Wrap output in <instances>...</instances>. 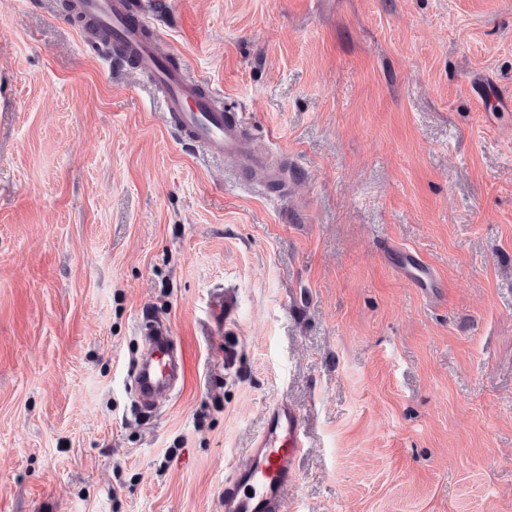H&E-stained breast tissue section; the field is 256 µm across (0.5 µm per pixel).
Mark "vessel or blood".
I'll list each match as a JSON object with an SVG mask.
<instances>
[{"label":"vessel or blood","instance_id":"b4317fda","mask_svg":"<svg viewBox=\"0 0 512 512\" xmlns=\"http://www.w3.org/2000/svg\"><path fill=\"white\" fill-rule=\"evenodd\" d=\"M130 0H78L76 13L107 33L124 58L151 75L162 89L171 124L186 140L211 157H233L241 175H262L264 183L280 181L283 173L264 154L252 148L243 133L242 114L218 107L211 95L182 72L171 68L140 26L131 24ZM397 268L421 291L440 282L432 267L417 253L404 252ZM145 353L132 367L130 381L142 408L169 401L185 379L181 347L160 331L145 338ZM304 447L299 412L288 402L274 403L262 432L252 443L246 461L235 466L224 483L223 512H285L284 492L295 479V460Z\"/></svg>","mask_w":512,"mask_h":512}]
</instances>
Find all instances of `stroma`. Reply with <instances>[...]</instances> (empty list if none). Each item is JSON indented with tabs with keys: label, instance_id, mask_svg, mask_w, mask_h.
Instances as JSON below:
<instances>
[{
	"label": "stroma",
	"instance_id": "1",
	"mask_svg": "<svg viewBox=\"0 0 512 512\" xmlns=\"http://www.w3.org/2000/svg\"><path fill=\"white\" fill-rule=\"evenodd\" d=\"M134 2L292 185L181 144L64 0H0V512H221L280 400L287 512H512V0ZM146 320L187 356L151 418ZM396 251L404 252L396 264L397 269L415 288H419L422 292H433L434 288H441L432 267L416 252L402 249Z\"/></svg>",
	"mask_w": 512,
	"mask_h": 512
}]
</instances>
